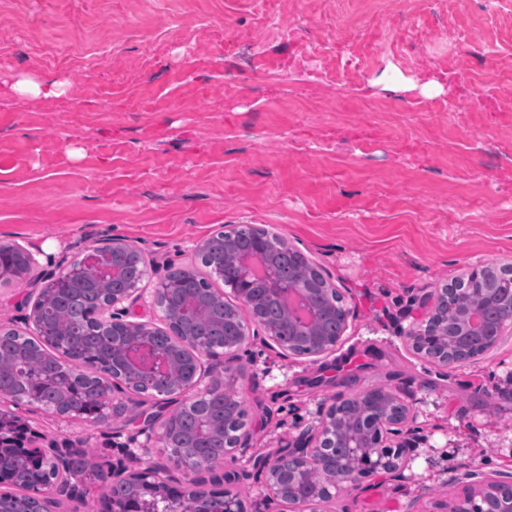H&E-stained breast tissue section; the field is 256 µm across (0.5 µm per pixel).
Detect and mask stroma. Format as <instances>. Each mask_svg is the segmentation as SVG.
Masks as SVG:
<instances>
[{
    "label": "stroma",
    "mask_w": 512,
    "mask_h": 512,
    "mask_svg": "<svg viewBox=\"0 0 512 512\" xmlns=\"http://www.w3.org/2000/svg\"><path fill=\"white\" fill-rule=\"evenodd\" d=\"M371 8L271 0L265 35L253 0H0V244L40 265L0 286V326L35 335L43 273L112 239L141 251L151 288L168 268L201 271L196 246L248 224L304 254L354 312L321 357L243 354L249 446L222 469L248 508L264 493L256 460L376 386L429 441L403 478L364 479L334 512H445L469 472L512 477V331L450 369L400 334L425 295L512 267V0H383L351 43L358 71L291 79L305 50L291 27L322 39ZM22 78L62 90L21 95ZM464 210L474 223H459ZM111 398L123 418L97 425L13 411L46 441L92 449L96 469L169 465L137 432L141 405Z\"/></svg>",
    "instance_id": "obj_1"
}]
</instances>
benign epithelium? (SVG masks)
<instances>
[{"label": "benign epithelium", "instance_id": "7a95c632", "mask_svg": "<svg viewBox=\"0 0 512 512\" xmlns=\"http://www.w3.org/2000/svg\"><path fill=\"white\" fill-rule=\"evenodd\" d=\"M220 246L214 251V261L209 266L211 275L222 280L231 276L233 292L241 308L248 310L249 318L228 325L224 349V390H235L239 369L236 362L240 352L249 345L257 334L250 333V324H259L267 331L261 343L279 358L296 355L293 341L305 343L308 356L320 357L331 351L343 339L350 310L337 305L329 306L320 299L326 286L315 281L301 279V270L284 272L273 267H255L247 258L239 255L234 236L224 232L205 239L196 247V254L206 260L207 250ZM20 260L15 274L0 276V281L9 283L29 275L36 265L31 252L12 246ZM141 257L140 252L121 239L92 249L84 258L75 261L58 273L48 275L50 282L41 289L39 298L32 309L31 318L41 325L47 307L60 298L77 297L82 289L94 281H109L119 271L117 258ZM512 288V275L490 278L488 272L472 271L467 280L454 288H442L427 296L421 303L422 314L415 319L406 332L415 350L424 357L442 365L453 367L474 358L472 337L458 336L454 350L448 351V298L462 299L477 294L488 303L496 298L500 286ZM145 289L140 285L127 288L120 293L109 294L95 309L93 320L100 333L112 337V364L110 378L112 387L128 392H137L142 384L166 381L164 391H173L186 397L192 406H200L213 394L214 385L206 381L209 376L204 369L202 357L213 350L201 348L198 340L184 321L188 300L178 285L167 280L160 282L151 291L152 304L162 311L163 321L171 328L173 339L160 345L153 339L157 330L155 323L131 319V308L144 298ZM288 303V333L279 335V330L265 324L263 308L271 301ZM512 329V305L507 314L497 323L484 328L481 335L487 343L501 335L506 328ZM350 402L338 399L321 411L318 425L302 430L288 449L267 457L258 465L264 476L266 499L281 507L287 505L294 512H316V506L327 497L340 496L349 486L378 474L401 477L403 469L414 460L413 448L420 440L419 433L410 426L409 409L398 397L379 387L366 390L357 402L358 411L353 414V429L340 427L336 409ZM168 399L162 397L153 403L154 411L142 414L141 433L155 429L159 417L167 411ZM102 403L84 406L68 403L60 415L72 413L82 415L90 424H96L102 417ZM41 435L27 425L20 424V453L12 469L4 478L16 483L28 479L31 461L39 463L50 458L64 472H69L68 461L80 457L81 448L64 450L53 444H39ZM158 442L172 449L176 465L185 466L193 477L182 482L169 475L164 481L170 490L169 496L179 503L190 506L197 502L219 501L221 512H244L243 505L231 494L216 495L224 483V475L205 479L201 474L208 472L199 448H176L172 436L165 430L157 434ZM98 479L103 484L121 485L127 491L122 500L129 503L128 512H146V497L143 492L155 484L157 472L152 467L126 473L100 472ZM81 491V485L70 480L50 489L43 490L41 501L44 512H56L63 499H74ZM449 512H512V483L493 477L477 480L467 486L452 503Z\"/></svg>", "mask_w": 512, "mask_h": 512}]
</instances>
